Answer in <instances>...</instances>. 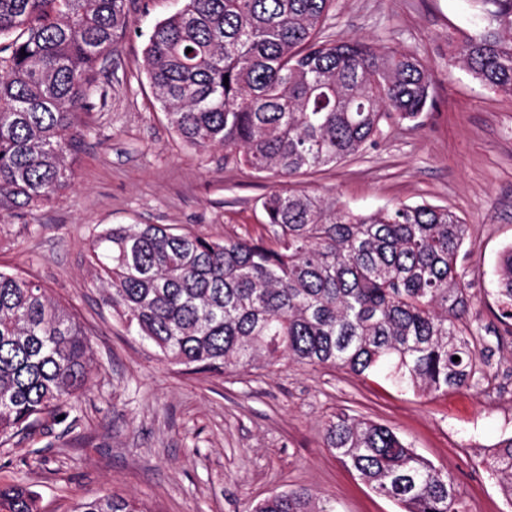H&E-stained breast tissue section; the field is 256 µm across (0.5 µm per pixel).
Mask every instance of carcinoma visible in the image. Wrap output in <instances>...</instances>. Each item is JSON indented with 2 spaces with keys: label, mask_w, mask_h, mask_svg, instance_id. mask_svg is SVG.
<instances>
[{
  "label": "carcinoma",
  "mask_w": 512,
  "mask_h": 512,
  "mask_svg": "<svg viewBox=\"0 0 512 512\" xmlns=\"http://www.w3.org/2000/svg\"><path fill=\"white\" fill-rule=\"evenodd\" d=\"M181 2L150 32L145 70L171 128L198 151L224 148L292 180L356 157L384 126L413 122L431 105L432 75L414 51L325 36L333 0ZM471 2L480 26L460 41L448 35L450 61L512 99V0ZM127 24V0H0V216L43 206L70 184L80 112L98 89L103 51ZM261 208L269 244L165 224L92 234L106 302L161 361L183 375L282 360L355 376L384 370L430 395L483 372L464 325L473 296L457 258L468 224L456 213L428 203L359 212L291 190L267 195ZM497 294L512 334V247ZM91 362L69 310L40 283L0 270V445L35 435L46 415H70ZM323 438L403 512H460L453 479L391 428L342 412ZM482 463L512 504V437ZM0 512H38L37 495L0 483ZM72 512L149 510L94 494ZM253 512L335 508L296 488Z\"/></svg>",
  "instance_id": "obj_1"
}]
</instances>
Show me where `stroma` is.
<instances>
[{"instance_id": "obj_1", "label": "stroma", "mask_w": 512, "mask_h": 512, "mask_svg": "<svg viewBox=\"0 0 512 512\" xmlns=\"http://www.w3.org/2000/svg\"><path fill=\"white\" fill-rule=\"evenodd\" d=\"M180 0H135L126 33L103 59L83 113L75 179L53 202L0 217V268L39 280L84 326L91 384L64 421L0 446V482L40 495V512H70L93 493L143 500L151 512H247L303 487L336 512H398L326 448L337 412L391 427L456 481L462 512H512L480 460L512 437V339L500 320L495 270L512 245V99L448 63V36L480 23L469 0H335L328 32L415 51L433 77V106L385 128L376 147L302 179L303 190L356 211L429 203L464 218L458 269L473 293L467 324L488 365L483 377L436 397L378 372L281 362L248 372L185 376L130 336L96 288L93 231L167 224L221 237L267 239L260 200L282 182L224 151L198 152L170 129L144 72L146 35ZM43 465L28 468L32 455Z\"/></svg>"}]
</instances>
